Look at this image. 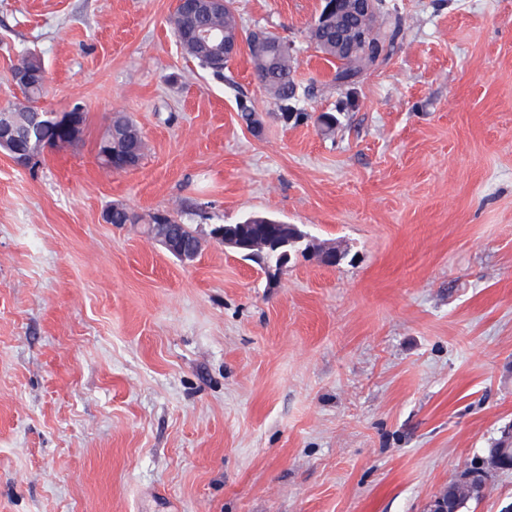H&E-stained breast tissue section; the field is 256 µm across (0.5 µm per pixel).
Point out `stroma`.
Returning <instances> with one entry per match:
<instances>
[{
    "mask_svg": "<svg viewBox=\"0 0 512 512\" xmlns=\"http://www.w3.org/2000/svg\"><path fill=\"white\" fill-rule=\"evenodd\" d=\"M387 5L388 60L340 87L324 0H235L294 50L286 119L248 49L220 77L183 53L175 0H0V108L30 49L40 107L88 112L30 166L0 151V512H424L512 430V0ZM116 112L148 147L121 173ZM253 213L341 260L274 275L211 237ZM510 504L492 471L462 512Z\"/></svg>",
    "mask_w": 512,
    "mask_h": 512,
    "instance_id": "obj_1",
    "label": "stroma"
}]
</instances>
